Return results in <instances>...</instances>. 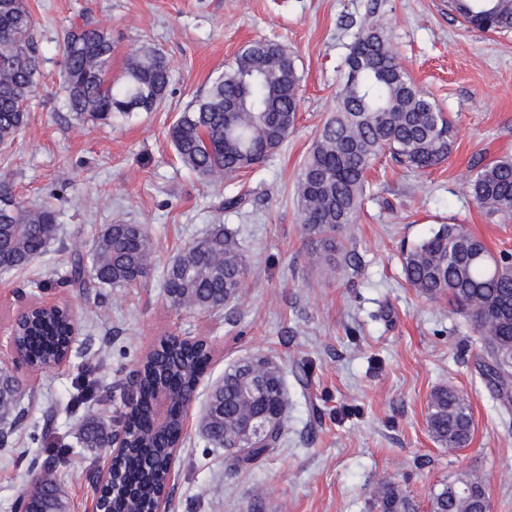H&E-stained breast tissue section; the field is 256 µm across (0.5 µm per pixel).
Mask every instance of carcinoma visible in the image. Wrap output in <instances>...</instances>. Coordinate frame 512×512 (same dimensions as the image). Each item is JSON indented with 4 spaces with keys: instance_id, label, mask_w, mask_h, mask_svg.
I'll return each instance as SVG.
<instances>
[{
    "instance_id": "cac0c4a2",
    "label": "carcinoma",
    "mask_w": 512,
    "mask_h": 512,
    "mask_svg": "<svg viewBox=\"0 0 512 512\" xmlns=\"http://www.w3.org/2000/svg\"><path fill=\"white\" fill-rule=\"evenodd\" d=\"M448 10L467 27L483 33L512 31V0H448ZM38 19L28 0H0V150H7L28 121V102L37 93L41 59ZM110 33L88 17L74 23L63 42L62 83L67 110L78 121H107L112 114L151 112L165 98L170 81L167 58L152 48L132 55L112 77ZM345 82L336 112L323 124L302 166L297 197L302 223L329 236L355 222L366 196V172L382 154L425 171L446 160L455 143L454 124L421 92L398 61L383 32L359 36L345 59ZM300 77L294 58L271 40L252 41L234 63L215 77L206 94L168 128L177 159L204 180L233 177L264 161L295 126ZM486 216L512 214V159L484 163L466 182ZM58 211L51 200L26 205L13 187L0 181V272L27 267L56 233ZM154 242L142 224H108L87 251L73 254L63 282L132 288L150 273ZM247 261L235 234L216 225L189 242L165 268L162 288L170 306L206 314L240 296ZM407 283L423 296L446 299L483 338L479 373L493 396L512 406V380L498 368V357L512 350V263L496 258L484 241L460 224H442L403 250ZM64 312L35 313L22 323L18 341L30 357L55 356L71 330ZM139 404L122 412L136 438L116 462V480L125 496L110 512H147L164 485L172 448L183 420V392L209 365L201 345L172 341L153 357L138 360ZM171 391L166 428H157L150 402L156 386ZM19 381L0 375V420L21 425L15 413ZM286 408L284 380L273 361L256 358L224 371V381L208 397L203 435L235 462L256 460L280 443ZM254 419L260 431L245 430ZM427 424L444 448H463L470 439L472 414L467 397L441 386L429 399ZM84 443L105 448L111 435L86 422ZM466 500L452 483L435 490L430 512H489L484 481L472 477ZM18 499L27 512H67L55 470L33 474ZM378 512H413L395 485L382 483L375 495Z\"/></svg>"
}]
</instances>
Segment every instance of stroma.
<instances>
[{"label":"stroma","instance_id":"stroma-1","mask_svg":"<svg viewBox=\"0 0 512 512\" xmlns=\"http://www.w3.org/2000/svg\"><path fill=\"white\" fill-rule=\"evenodd\" d=\"M44 75L29 121L0 152V180L20 201L55 197L59 234L21 273L0 274V340L32 300H55L77 318L78 339L59 370L19 372L25 425L46 426L38 444L22 432L0 447V512L32 468L55 466L53 448L72 445L61 488L69 512H85L86 479L104 451L79 442L82 419L111 428L122 405L115 382L90 401L71 398L104 351L132 369L161 337L210 341L212 362L190 410L175 462L169 512H376L381 482L394 483L429 512L430 493L464 474L480 476L490 512H512V413L478 370L482 341L447 301L406 282L401 250L441 224H461L496 255L512 256V216L488 219L466 180L487 161L512 158V32L464 27L448 0H29ZM89 14L110 32L112 72L144 47L163 53L171 79L162 104L111 124L78 123L60 84L66 28ZM382 31L418 88L453 120L451 155L427 171L380 157L367 174L369 195L355 223L337 230L324 252L301 221L295 187L324 122L336 110L344 60L356 38ZM281 43L300 76L294 129L278 151L230 180L201 181L175 159L167 130L254 39ZM239 195L243 204L224 207ZM142 224L156 253L147 280L85 294L56 282L71 250L107 224ZM216 224L234 230L248 257L238 300L212 314L172 309L161 288L165 265ZM265 357L284 372L283 438L253 465L230 466L208 445L197 419L210 388L235 362ZM463 392L473 429L468 446L443 448L427 427L438 386Z\"/></svg>","mask_w":512,"mask_h":512}]
</instances>
